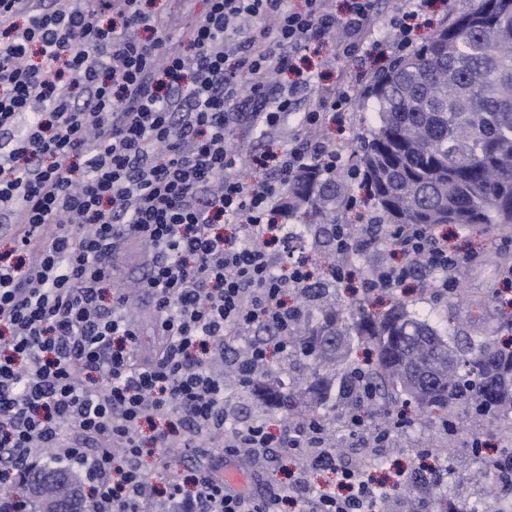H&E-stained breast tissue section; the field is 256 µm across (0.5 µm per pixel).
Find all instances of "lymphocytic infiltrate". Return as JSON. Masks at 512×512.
I'll list each match as a JSON object with an SVG mask.
<instances>
[{
  "instance_id": "lymphocytic-infiltrate-1",
  "label": "lymphocytic infiltrate",
  "mask_w": 512,
  "mask_h": 512,
  "mask_svg": "<svg viewBox=\"0 0 512 512\" xmlns=\"http://www.w3.org/2000/svg\"><path fill=\"white\" fill-rule=\"evenodd\" d=\"M154 4L0 0V512H36L15 489L48 448L83 467L82 512H150L159 496L169 512H378L391 493L368 476L375 456L328 448L317 416L289 435L225 431V381L210 368L255 326L287 332L301 315L288 292L313 278L272 252L279 185L240 178L259 158L234 152L232 130L279 126L313 76L269 96L271 73L336 26L355 58L374 0H349L341 23L326 0H202L180 48ZM132 242L147 254L133 293L116 285ZM388 244L398 261L371 270L369 289L399 287L423 254L441 293L467 261L427 227L396 226ZM139 294L163 338L149 359L136 353ZM218 436L228 462L284 448L306 465L255 492H227L207 469L170 474V449ZM148 450L161 482L142 468ZM312 469L333 484H310Z\"/></svg>"
}]
</instances>
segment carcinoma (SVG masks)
<instances>
[{
    "instance_id": "cac0c4a2",
    "label": "carcinoma",
    "mask_w": 512,
    "mask_h": 512,
    "mask_svg": "<svg viewBox=\"0 0 512 512\" xmlns=\"http://www.w3.org/2000/svg\"><path fill=\"white\" fill-rule=\"evenodd\" d=\"M368 94L378 122L354 148L352 172L374 198L370 223L512 224V0H475L376 73ZM352 204L348 183L324 177L315 160L289 180L281 207L328 239ZM288 336L316 361L288 399L316 414L332 395H350L345 361L356 338L375 351L363 377L379 411L399 393L451 433L457 406L512 420V346L494 328L444 334L404 304L377 318L360 304L322 307ZM51 493L63 512H78L66 471Z\"/></svg>"
}]
</instances>
